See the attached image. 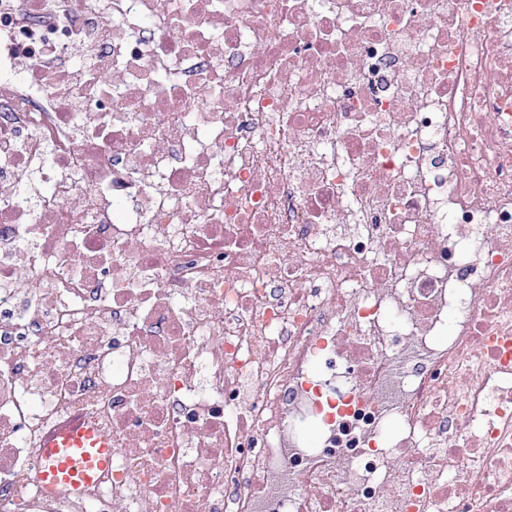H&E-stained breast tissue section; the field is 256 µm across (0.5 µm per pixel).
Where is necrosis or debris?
Wrapping results in <instances>:
<instances>
[{
	"label": "necrosis or debris",
	"instance_id": "4bbe7bcc",
	"mask_svg": "<svg viewBox=\"0 0 512 512\" xmlns=\"http://www.w3.org/2000/svg\"><path fill=\"white\" fill-rule=\"evenodd\" d=\"M0 512H512V0H0ZM112 454V443L93 427H75L60 437H51L43 451L41 487L51 495L61 485L74 490L90 486L100 472L111 469Z\"/></svg>",
	"mask_w": 512,
	"mask_h": 512
}]
</instances>
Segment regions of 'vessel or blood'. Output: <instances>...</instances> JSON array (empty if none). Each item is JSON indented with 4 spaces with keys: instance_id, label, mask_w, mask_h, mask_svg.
Returning a JSON list of instances; mask_svg holds the SVG:
<instances>
[{
    "instance_id": "b4317fda",
    "label": "vessel or blood",
    "mask_w": 512,
    "mask_h": 512,
    "mask_svg": "<svg viewBox=\"0 0 512 512\" xmlns=\"http://www.w3.org/2000/svg\"><path fill=\"white\" fill-rule=\"evenodd\" d=\"M113 448L109 439L89 426L71 429L47 440L43 451L45 464L39 475L46 494L59 486L78 490L92 485L99 473L112 467Z\"/></svg>"
}]
</instances>
